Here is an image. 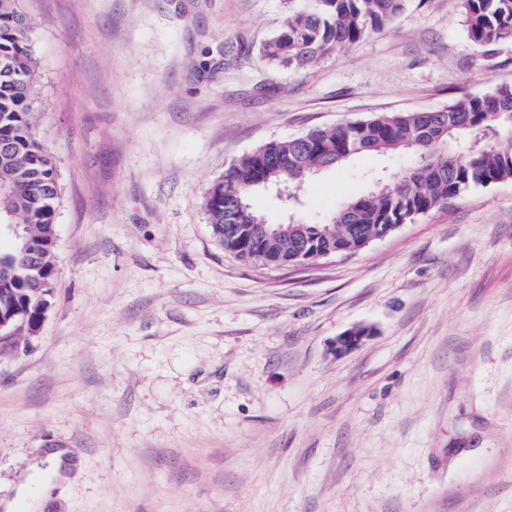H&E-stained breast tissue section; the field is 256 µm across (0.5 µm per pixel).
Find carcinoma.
<instances>
[{
    "label": "carcinoma",
    "instance_id": "carcinoma-1",
    "mask_svg": "<svg viewBox=\"0 0 512 512\" xmlns=\"http://www.w3.org/2000/svg\"><path fill=\"white\" fill-rule=\"evenodd\" d=\"M407 0H305L261 47L270 65L309 68L336 50L385 28ZM469 41L484 51L512 42V0H462ZM32 17L21 0H0V213L21 224L39 257L25 265L14 245L0 249V302L9 297L23 311L42 310L35 288L58 277L55 248L60 203L55 162L38 137L36 117L41 63L31 46ZM361 152L410 154L413 164L351 200L322 223L290 220V230L255 243L239 228L266 224L249 196L273 185L299 190L311 175ZM512 181V85L467 97L443 109L388 112L368 119L315 127L272 139L224 168L204 200L213 235L225 251L257 266H292L295 224L321 251L352 254L373 235L443 208L474 187Z\"/></svg>",
    "mask_w": 512,
    "mask_h": 512
}]
</instances>
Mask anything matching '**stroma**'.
<instances>
[{"mask_svg":"<svg viewBox=\"0 0 512 512\" xmlns=\"http://www.w3.org/2000/svg\"><path fill=\"white\" fill-rule=\"evenodd\" d=\"M58 277L0 354V503L50 448L38 512H512V181L350 255L278 269L211 235L213 180L266 141L512 85L461 0H408L306 70L261 45L288 0H25ZM411 162L360 153L253 194L319 222ZM370 327L333 354L343 332ZM69 454V451L65 448H50L45 459L41 461L42 466L39 467L38 464H35L32 467L33 474L30 475L21 485L18 497L13 501L4 504L5 509L8 510L14 508L19 500L26 501L28 507L36 509L38 503H40V501H42L54 487L55 481L57 479H65L62 476V472L65 469L67 471H71V469L77 467V462L72 460ZM46 461L49 465L44 467V463ZM37 475H43V479L39 485L40 492L37 495H32L30 493V488L33 483V479Z\"/></svg>","mask_w":512,"mask_h":512,"instance_id":"stroma-1","label":"stroma"}]
</instances>
